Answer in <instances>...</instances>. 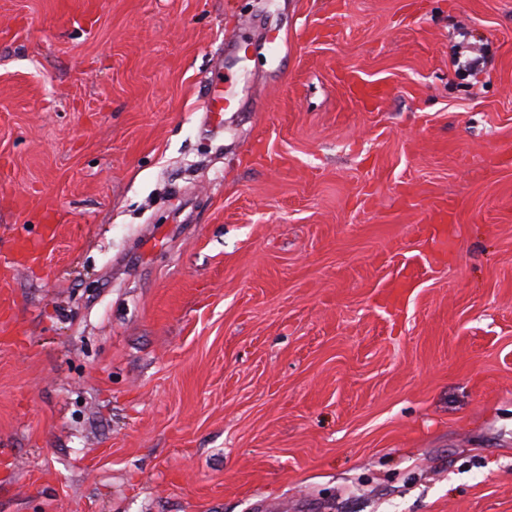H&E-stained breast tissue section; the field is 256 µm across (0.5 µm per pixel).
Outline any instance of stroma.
<instances>
[{"label": "stroma", "mask_w": 512, "mask_h": 512, "mask_svg": "<svg viewBox=\"0 0 512 512\" xmlns=\"http://www.w3.org/2000/svg\"><path fill=\"white\" fill-rule=\"evenodd\" d=\"M77 2L0 0V512H512V0ZM232 99V94L226 90H224V94L218 91L210 94L205 103L206 115L210 124L220 125L222 123L223 112L231 106Z\"/></svg>", "instance_id": "1"}]
</instances>
